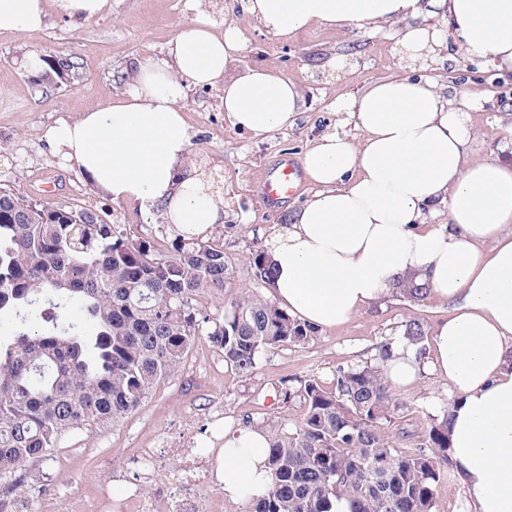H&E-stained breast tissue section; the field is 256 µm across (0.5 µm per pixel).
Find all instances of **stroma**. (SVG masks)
I'll list each match as a JSON object with an SVG mask.
<instances>
[{"instance_id":"35a3bbf8","label":"stroma","mask_w":512,"mask_h":512,"mask_svg":"<svg viewBox=\"0 0 512 512\" xmlns=\"http://www.w3.org/2000/svg\"><path fill=\"white\" fill-rule=\"evenodd\" d=\"M109 4L106 12L87 21L73 24L52 15L40 32L0 33V185L92 211L106 210L112 223L128 233L171 245L174 237L161 208L142 212L99 195L61 162L47 132L125 89L128 64L137 58L164 57L179 27L195 17L196 6L206 7L215 22L244 33L240 66L272 65L303 95L292 124L256 137L232 126L218 88L193 87L187 93L186 116L195 132L187 163L219 183L224 202V222L213 237L224 245L231 277L223 291L201 297L200 306L211 317H222L244 290L266 293V285L253 279L252 254L264 247L271 228L287 223L315 190L309 178H302L295 195L268 206L258 194L262 175L272 173L284 157L302 159L323 135L337 133L359 141L360 133L344 107L369 84L422 75L448 96L470 93L479 101L468 120L471 159L512 163V69L465 58L454 41H446L431 57L413 61L400 54L394 24L350 32L311 27L283 39L265 33L246 12L244 0ZM32 48L50 58L77 62L71 83L58 87L26 71L22 55ZM339 55L347 59L342 71L333 65ZM450 313V306L437 300L396 294L336 329L318 332L308 345L264 353L246 377L228 370L207 337H198L178 374L160 382L135 412L114 426L97 424L68 433L52 460L29 467L25 481L32 490L22 495L18 512H52L42 496L51 487L115 501L138 487L153 493L154 481L132 463L141 448L164 449V475L193 469L196 493L214 499L218 512H246L245 503L217 493L209 476L212 459L172 455L167 445L201 447L229 420L239 424L271 419L293 426L302 408L286 391L296 381L329 382L336 368L373 359L381 343L400 336L407 322L421 321L430 334ZM392 394L400 405V426L414 433L422 432L430 416L449 403L447 382L428 375L408 388H393Z\"/></svg>"}]
</instances>
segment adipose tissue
<instances>
[{
    "label": "adipose tissue",
    "instance_id": "adipose-tissue-1",
    "mask_svg": "<svg viewBox=\"0 0 512 512\" xmlns=\"http://www.w3.org/2000/svg\"><path fill=\"white\" fill-rule=\"evenodd\" d=\"M108 0H0V32L35 33L48 10L91 19ZM447 18L462 52L512 67V0H247L276 37L309 27L360 30L402 23L409 59L431 56L441 31L416 24L423 10ZM236 27L206 14L181 26L164 57L136 62L127 92L51 128L57 156L112 200L159 207L177 237L204 240L222 221L213 182L189 167V87H219L233 126L257 136L287 126L302 93L268 66L238 67ZM427 78L371 84L349 110L360 143L323 136L304 158L317 184L289 223L272 227L269 292L279 306L326 331L381 304L412 278L452 312L426 355L394 340L384 363L396 387L428 371L447 380L448 459L474 512H512V167L467 163V107ZM442 213L447 220L431 223ZM213 478L225 498L267 495L268 437L225 425Z\"/></svg>",
    "mask_w": 512,
    "mask_h": 512
}]
</instances>
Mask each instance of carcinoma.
Listing matches in <instances>:
<instances>
[{
    "label": "carcinoma",
    "instance_id": "1",
    "mask_svg": "<svg viewBox=\"0 0 512 512\" xmlns=\"http://www.w3.org/2000/svg\"><path fill=\"white\" fill-rule=\"evenodd\" d=\"M43 78L68 80L69 60H51ZM254 280L272 272L252 256ZM224 246L177 240L164 252L106 214L34 200L0 187V495L18 500L23 469L52 459L58 442L85 425L116 423L162 380L174 377L205 336L240 376L261 355L303 347L316 330L248 290L221 320L197 297L224 288ZM401 339L426 351L418 321ZM391 343L363 364L340 367L322 384L303 380L304 412L269 439L268 495L246 512H438L435 487L448 470V410L429 418L420 446L397 449L384 432L400 405L383 362Z\"/></svg>",
    "mask_w": 512,
    "mask_h": 512
}]
</instances>
